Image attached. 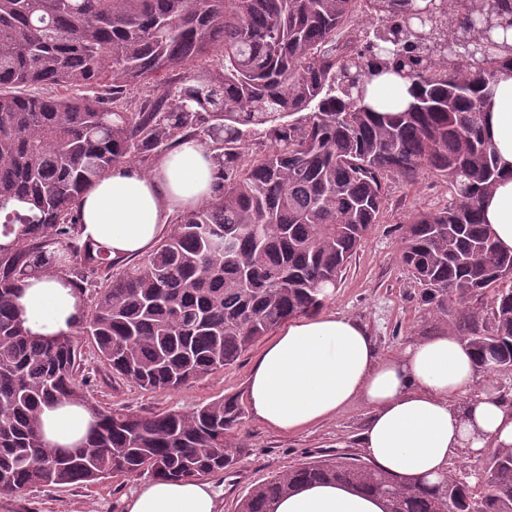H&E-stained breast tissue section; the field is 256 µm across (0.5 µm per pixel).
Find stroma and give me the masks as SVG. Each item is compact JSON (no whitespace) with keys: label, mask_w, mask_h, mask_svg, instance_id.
<instances>
[{"label":"stroma","mask_w":512,"mask_h":512,"mask_svg":"<svg viewBox=\"0 0 512 512\" xmlns=\"http://www.w3.org/2000/svg\"><path fill=\"white\" fill-rule=\"evenodd\" d=\"M447 201L446 184L431 173H423L411 186L388 179L379 223L372 226L323 307L324 313L352 317L365 324L380 355L396 353L406 344L443 329L419 303L409 283V274L400 262V234L412 214ZM261 350V345H254L229 368L166 392L145 390L126 381L105 384L89 342L81 344V359L88 389L99 406L107 410L129 407L149 415L187 411L229 394L247 401L252 361ZM368 414L364 404L354 402L336 417L292 433L246 416L235 434L242 445L235 471L211 476L220 512H237L241 499L254 486L304 460L338 451L360 454L359 435ZM139 483L136 477L115 476L90 485L0 493V512H124L125 498Z\"/></svg>","instance_id":"1"}]
</instances>
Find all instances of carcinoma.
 Listing matches in <instances>:
<instances>
[{
	"label": "carcinoma",
	"mask_w": 512,
	"mask_h": 512,
	"mask_svg": "<svg viewBox=\"0 0 512 512\" xmlns=\"http://www.w3.org/2000/svg\"><path fill=\"white\" fill-rule=\"evenodd\" d=\"M369 14L357 46L336 33ZM478 0H0V492L112 474L188 479L236 469L233 395L143 415L88 395L78 337L107 381L173 390L235 364L283 322L321 309L385 207V180L423 171L448 204L414 213L401 258L421 304L451 319L480 368L512 374V254L480 219L498 178L483 116L512 66V30H486ZM413 85L381 114L372 75ZM263 127V149L243 150ZM184 142L210 153V199L172 216L130 265L82 236L80 201L118 164L149 172ZM61 275L91 309L74 333L36 337L17 298ZM94 416L86 441L52 448L44 404ZM482 476L403 484L360 456L297 464L238 512H275L307 483L350 486L385 512H512V448Z\"/></svg>",
	"instance_id": "obj_1"
}]
</instances>
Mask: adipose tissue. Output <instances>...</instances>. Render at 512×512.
Here are the masks:
<instances>
[{
	"label": "adipose tissue",
	"mask_w": 512,
	"mask_h": 512,
	"mask_svg": "<svg viewBox=\"0 0 512 512\" xmlns=\"http://www.w3.org/2000/svg\"><path fill=\"white\" fill-rule=\"evenodd\" d=\"M411 88L394 75H375L366 101L380 111H400L413 99ZM485 128L500 175L482 200L481 216L498 248L512 253V70L499 73L490 88ZM215 180L213 165L196 144L175 149L149 175L131 165L115 166L81 201L83 235L116 255L147 254L173 214L210 198ZM17 303L25 326L37 336L72 334L83 310L70 288L51 275L28 280ZM248 396L253 415L284 432L363 402L371 413L362 447L408 485L439 482L458 455L474 462L488 449L512 448V404L492 378L483 377L475 350L446 331L383 356L357 319H299L256 357ZM40 419L45 441L63 448L84 439L94 421L75 404L43 406ZM125 512L219 510L211 482L193 477L141 483L126 498ZM277 512H383V505L344 487L316 484L282 499Z\"/></svg>",
	"instance_id": "adipose-tissue-1"
}]
</instances>
